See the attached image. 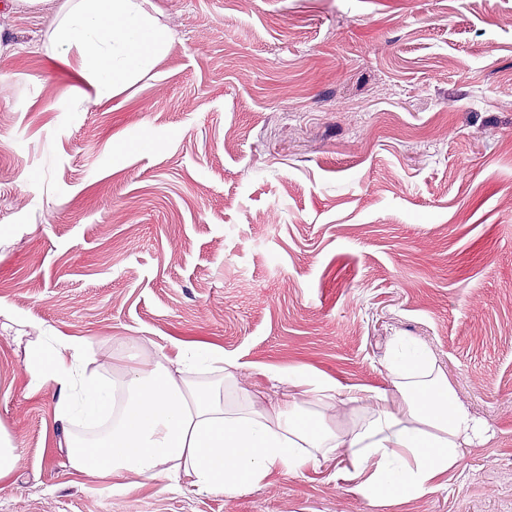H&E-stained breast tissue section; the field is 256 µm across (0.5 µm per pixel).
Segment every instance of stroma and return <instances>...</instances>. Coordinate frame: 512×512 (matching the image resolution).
Instances as JSON below:
<instances>
[{
  "mask_svg": "<svg viewBox=\"0 0 512 512\" xmlns=\"http://www.w3.org/2000/svg\"><path fill=\"white\" fill-rule=\"evenodd\" d=\"M154 70L79 111L53 13L0 0V512H371L341 459L224 499L70 469L28 323L117 355L205 342L254 394L387 387L427 342L493 431L395 512H512V0H151ZM19 461L17 448L0 428V482L8 481L13 476Z\"/></svg>",
  "mask_w": 512,
  "mask_h": 512,
  "instance_id": "35a3bbf8",
  "label": "stroma"
}]
</instances>
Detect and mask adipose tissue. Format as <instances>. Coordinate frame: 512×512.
<instances>
[{
  "mask_svg": "<svg viewBox=\"0 0 512 512\" xmlns=\"http://www.w3.org/2000/svg\"><path fill=\"white\" fill-rule=\"evenodd\" d=\"M28 8L55 5L51 37L62 55L76 54L86 86L80 104L95 106L146 76L167 52L170 33L148 9L150 0H18ZM390 386L366 389L360 413L333 426L340 385L297 369L280 371L287 397L243 392L226 403L235 372L213 346L116 356L65 336L29 367L35 389L54 388L58 447L76 471L112 478L113 495L129 477L187 481L198 492L228 499L286 475H301L342 458L354 492L385 507L436 489L466 448L488 441V428L460 399L436 354L423 340L392 336L384 361ZM111 418L82 450L76 427Z\"/></svg>",
  "mask_w": 512,
  "mask_h": 512,
  "instance_id": "ef3b65f1",
  "label": "adipose tissue"
}]
</instances>
